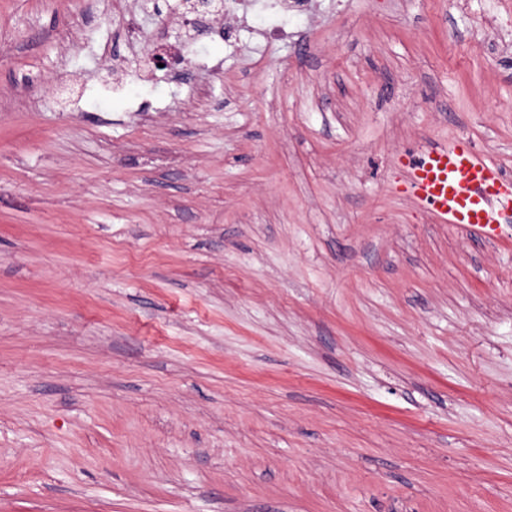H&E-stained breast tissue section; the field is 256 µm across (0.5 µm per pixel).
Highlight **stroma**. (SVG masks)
<instances>
[{
  "instance_id": "obj_1",
  "label": "stroma",
  "mask_w": 512,
  "mask_h": 512,
  "mask_svg": "<svg viewBox=\"0 0 512 512\" xmlns=\"http://www.w3.org/2000/svg\"><path fill=\"white\" fill-rule=\"evenodd\" d=\"M167 3L0 0V512H512V224L403 166L512 176V0L279 5L181 84ZM412 196L444 224L483 238L512 223V181L495 163L459 142L428 144L407 161Z\"/></svg>"
}]
</instances>
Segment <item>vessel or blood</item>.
<instances>
[{"instance_id": "vessel-or-blood-1", "label": "vessel or blood", "mask_w": 512, "mask_h": 512, "mask_svg": "<svg viewBox=\"0 0 512 512\" xmlns=\"http://www.w3.org/2000/svg\"><path fill=\"white\" fill-rule=\"evenodd\" d=\"M412 196L442 223L484 238L512 223V180L468 145L429 144L407 161Z\"/></svg>"}]
</instances>
